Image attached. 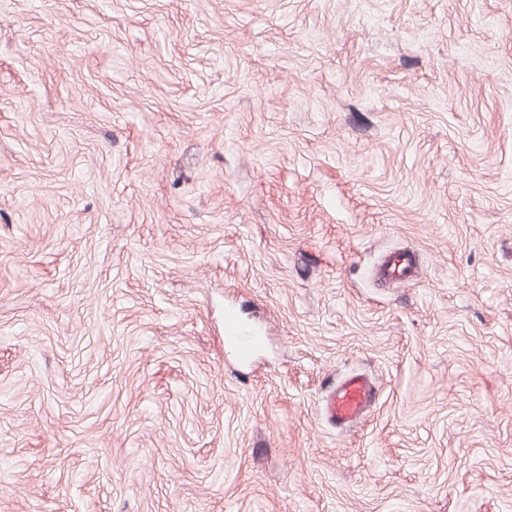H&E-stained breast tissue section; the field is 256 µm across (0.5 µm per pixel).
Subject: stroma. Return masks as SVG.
Instances as JSON below:
<instances>
[{
    "mask_svg": "<svg viewBox=\"0 0 512 512\" xmlns=\"http://www.w3.org/2000/svg\"><path fill=\"white\" fill-rule=\"evenodd\" d=\"M0 512H512V0H0ZM417 270V262L411 252L394 251L383 257L377 274L384 281L399 283L415 276ZM226 320V339L235 343L237 353L241 358L248 357L258 344L260 338L245 325L233 310H228ZM377 390L361 373H351L339 381L329 394L325 412L337 427H352L367 417L376 403Z\"/></svg>",
    "mask_w": 512,
    "mask_h": 512,
    "instance_id": "stroma-1",
    "label": "stroma"
}]
</instances>
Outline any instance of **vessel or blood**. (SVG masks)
Wrapping results in <instances>:
<instances>
[{"instance_id": "b4317fda", "label": "vessel or blood", "mask_w": 512, "mask_h": 512, "mask_svg": "<svg viewBox=\"0 0 512 512\" xmlns=\"http://www.w3.org/2000/svg\"><path fill=\"white\" fill-rule=\"evenodd\" d=\"M417 270V262L411 252L394 251L383 257L377 274L384 281L399 283L415 276ZM225 320L227 339L234 342L240 357H248L259 342L258 336L234 311H227ZM376 396L375 387L364 374L351 373L337 381L326 400L325 412L337 427H350L372 412Z\"/></svg>"}]
</instances>
